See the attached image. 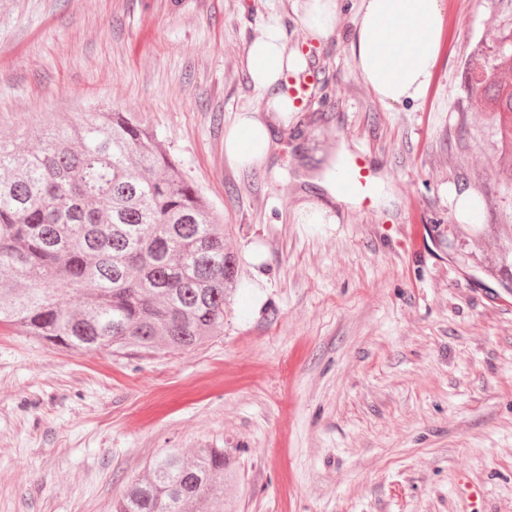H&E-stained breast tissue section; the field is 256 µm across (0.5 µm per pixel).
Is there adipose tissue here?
I'll return each mask as SVG.
<instances>
[{
	"instance_id": "obj_1",
	"label": "adipose tissue",
	"mask_w": 512,
	"mask_h": 512,
	"mask_svg": "<svg viewBox=\"0 0 512 512\" xmlns=\"http://www.w3.org/2000/svg\"><path fill=\"white\" fill-rule=\"evenodd\" d=\"M442 0H360L351 39V54L365 83L389 105L421 99L438 62ZM246 73L255 89L267 93V110L287 120L296 105L280 90L289 75L299 74L305 60L290 52L279 25L248 43ZM271 126L251 110L237 115L224 135L226 156L246 167L269 153Z\"/></svg>"
}]
</instances>
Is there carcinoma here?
Segmentation results:
<instances>
[{
	"instance_id": "carcinoma-1",
	"label": "carcinoma",
	"mask_w": 512,
	"mask_h": 512,
	"mask_svg": "<svg viewBox=\"0 0 512 512\" xmlns=\"http://www.w3.org/2000/svg\"><path fill=\"white\" fill-rule=\"evenodd\" d=\"M496 39L465 61L468 109L494 121L476 130L460 112L448 161L464 165L491 142L512 154V0H494ZM494 69L499 83L479 82ZM474 189L490 220L463 224V245L484 275L512 287V171L499 197L481 175ZM235 259L224 225L156 134L134 112H78L35 137H0V325L72 350L152 356L195 348L224 330V300ZM224 449L170 450L132 479L112 512H197L224 504Z\"/></svg>"
}]
</instances>
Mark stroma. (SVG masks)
Wrapping results in <instances>:
<instances>
[{"mask_svg": "<svg viewBox=\"0 0 512 512\" xmlns=\"http://www.w3.org/2000/svg\"><path fill=\"white\" fill-rule=\"evenodd\" d=\"M306 0H0V134L76 112L137 113L221 217L238 281L224 330L150 357L0 326V512H112L168 449L220 448L233 479L202 512H512V296L449 250L448 135L491 0H442L415 102L386 105L350 53L359 0L314 40ZM278 22L314 88L265 162L224 153L263 106L245 48ZM362 152L365 208L322 170ZM321 203L332 224H301Z\"/></svg>", "mask_w": 512, "mask_h": 512, "instance_id": "obj_1", "label": "stroma"}]
</instances>
